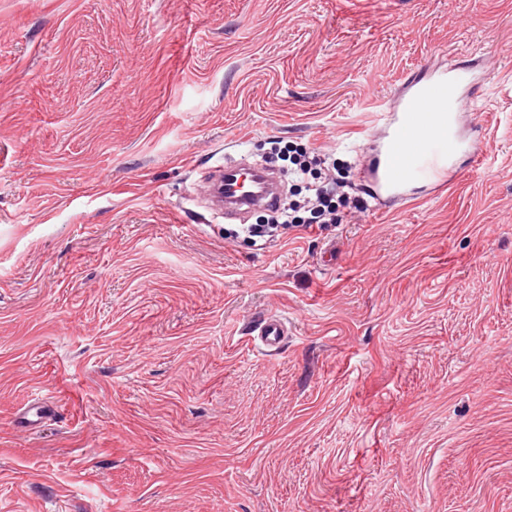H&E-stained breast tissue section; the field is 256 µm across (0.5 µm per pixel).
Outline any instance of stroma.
I'll return each mask as SVG.
<instances>
[{"label": "stroma", "mask_w": 512, "mask_h": 512, "mask_svg": "<svg viewBox=\"0 0 512 512\" xmlns=\"http://www.w3.org/2000/svg\"><path fill=\"white\" fill-rule=\"evenodd\" d=\"M467 55L444 193L225 237L226 158L359 174ZM0 512H512V0H0ZM258 339L266 352L277 351L288 336V321L281 316H265L254 326ZM50 398L44 402H36L22 408L16 419V426L21 434H27L36 430L40 424L53 412V407L48 403Z\"/></svg>", "instance_id": "35a3bbf8"}]
</instances>
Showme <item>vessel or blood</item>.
Returning a JSON list of instances; mask_svg holds the SVG:
<instances>
[{
  "label": "vessel or blood",
  "instance_id": "obj_1",
  "mask_svg": "<svg viewBox=\"0 0 512 512\" xmlns=\"http://www.w3.org/2000/svg\"><path fill=\"white\" fill-rule=\"evenodd\" d=\"M475 67L473 60L464 59L441 74L411 80L401 93L400 108L382 113V148L362 170L360 184L383 208L403 203L419 186L436 195L445 191L455 177L448 164L450 157L465 151L476 163L486 156L488 146L480 134L462 139L445 130L449 107L459 106L476 91ZM216 185L224 190L216 201L228 217L242 216L256 206L271 210L279 203L270 174L244 173L236 163L225 164ZM254 330L265 351L271 353L281 347L288 322L278 315L266 316L258 320ZM52 411L45 401L25 406L16 419L19 433L36 430Z\"/></svg>",
  "mask_w": 512,
  "mask_h": 512
}]
</instances>
